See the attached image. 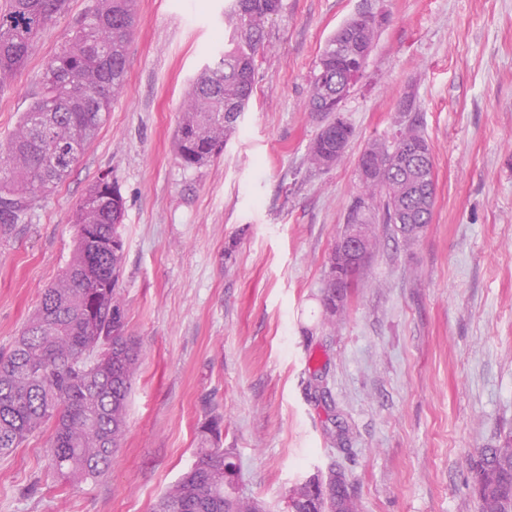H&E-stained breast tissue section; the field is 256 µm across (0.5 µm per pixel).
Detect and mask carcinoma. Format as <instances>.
<instances>
[{
    "label": "carcinoma",
    "mask_w": 512,
    "mask_h": 512,
    "mask_svg": "<svg viewBox=\"0 0 512 512\" xmlns=\"http://www.w3.org/2000/svg\"><path fill=\"white\" fill-rule=\"evenodd\" d=\"M282 0H234L232 32L224 53L193 83L189 105L176 131L179 163L200 168L224 152V142L253 94L255 57L265 46V24ZM67 0H8L0 10V88L23 67L36 37ZM352 18L324 43L310 76L308 108L333 121L336 104L350 87L348 58L336 59V43L353 53L372 48L378 33L366 14ZM136 0H95L61 49L45 64L31 107L24 113L0 168V232L23 221L36 197L57 187L91 143L112 100L125 86L127 45L136 24ZM427 143L417 128L400 130L393 142H373L364 153L380 174L362 182L347 223L362 228L381 220L399 228L412 225L413 239L430 223L436 183L434 164L399 169L398 142ZM333 145L314 139L312 164L323 167ZM125 201L118 185L102 174L76 204L72 224L76 246L61 277L42 292L40 304L12 349L0 356V455L52 425L50 468L69 483L101 475L125 436L131 381L140 361L136 339L126 333L118 296L123 267L119 232ZM96 263L108 287L91 293L84 286L87 266ZM320 300L336 308V263L328 271ZM97 329L84 331L87 321ZM223 420L211 416L202 430L191 468L157 500L154 512H251L249 501L234 500L237 465L220 446ZM482 490L479 512H512V441L487 448L475 461ZM290 512H360L334 485L316 500L289 495Z\"/></svg>",
    "instance_id": "cac0c4a2"
}]
</instances>
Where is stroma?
<instances>
[{"instance_id":"stroma-1","label":"stroma","mask_w":512,"mask_h":512,"mask_svg":"<svg viewBox=\"0 0 512 512\" xmlns=\"http://www.w3.org/2000/svg\"><path fill=\"white\" fill-rule=\"evenodd\" d=\"M93 3L68 0L0 88V151ZM230 7L137 0L124 90L67 178L0 237L5 353L72 256L77 202L111 172L125 201L121 298L142 351L107 472L62 481L34 435L0 456V512H152L214 414L239 490L268 512L333 467L362 512H477L471 464L512 437V0H282L223 154L187 170L175 131L190 83L224 50ZM365 10L386 22L342 104L353 136L316 168L310 72ZM408 98L414 111H400ZM411 123L435 160L432 221L411 242L375 225L326 327L319 290L362 191L358 158Z\"/></svg>"}]
</instances>
